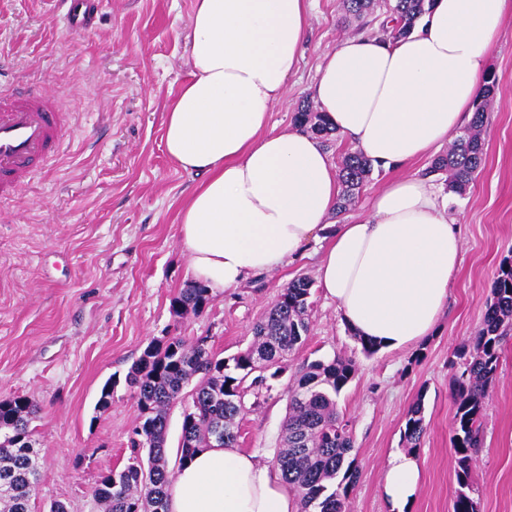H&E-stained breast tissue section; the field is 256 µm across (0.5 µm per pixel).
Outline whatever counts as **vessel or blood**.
Here are the masks:
<instances>
[{"label": "vessel or blood", "instance_id": "1", "mask_svg": "<svg viewBox=\"0 0 512 512\" xmlns=\"http://www.w3.org/2000/svg\"><path fill=\"white\" fill-rule=\"evenodd\" d=\"M69 28L85 30L98 17L99 0H60ZM69 117L54 93L38 88L0 89V197L24 183L53 156Z\"/></svg>", "mask_w": 512, "mask_h": 512}]
</instances>
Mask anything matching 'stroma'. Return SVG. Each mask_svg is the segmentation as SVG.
<instances>
[{
	"label": "stroma",
	"mask_w": 512,
	"mask_h": 512,
	"mask_svg": "<svg viewBox=\"0 0 512 512\" xmlns=\"http://www.w3.org/2000/svg\"><path fill=\"white\" fill-rule=\"evenodd\" d=\"M193 0H102L87 33L66 30L55 0H0V85L58 92L69 126L56 154L9 198H0V400L26 397L43 479L31 512L52 502L67 512H102L99 476L123 466L137 423L125 375L154 339H209L229 357L291 280L315 278L317 257L210 292L198 314L175 319L170 301L193 282L179 211L198 175L167 157L168 101L188 79ZM342 0H311L300 69L270 125L283 129L310 102L323 54L357 33ZM497 85L482 130L485 161L464 195L448 193L461 227L462 264L436 332L417 347L365 354L335 301L314 290L310 331L270 392L247 395L237 446L272 465L288 411L285 389L304 362L352 358L354 380L338 403L353 427L359 482L349 512H390L380 479L416 398L425 434L415 453L419 488L408 512H453L455 406L448 389L454 350L475 335L491 283L512 257V23L497 39ZM112 383V404L97 403ZM478 512H512V337L486 401L483 446L472 463Z\"/></svg>",
	"instance_id": "1"
}]
</instances>
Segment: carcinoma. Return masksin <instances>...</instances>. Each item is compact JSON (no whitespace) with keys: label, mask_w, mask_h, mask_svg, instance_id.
Masks as SVG:
<instances>
[{"label":"carcinoma","mask_w":512,"mask_h":512,"mask_svg":"<svg viewBox=\"0 0 512 512\" xmlns=\"http://www.w3.org/2000/svg\"><path fill=\"white\" fill-rule=\"evenodd\" d=\"M343 5L347 14L361 18L374 9L375 0H343ZM429 5V0H394L386 4L393 26L382 24L375 29L369 22L364 30L384 39L404 36ZM496 84V77L489 76L467 128L428 168L430 174L446 176L448 190L458 195L466 193L484 163L480 130L488 119V100ZM296 122L310 125L326 142L334 136L322 113L308 107L298 113ZM373 171L372 162L361 152L344 153L338 212L352 205ZM311 295L308 278L289 282L254 325L253 342L229 358L216 356L206 336L191 342L178 337L156 339L145 347L125 377L139 410L128 462L102 474L94 489L104 512H169L166 489L174 472L166 453L168 411L187 396L191 403L183 411L179 462L214 441L237 446L245 392L249 387L270 388L268 381L285 372L288 356L304 345ZM208 301L209 289L194 282L171 299V310L182 318L202 312ZM510 331L511 257L502 261L491 284L477 334L457 348L451 362L449 391L455 404L451 433L457 459L454 512H477L471 496L473 456L481 445L486 398ZM355 373L352 359L337 356L306 365L287 386L288 416L274 466L298 498L302 512H348L359 471L349 458L354 438L349 421L338 411V398ZM189 386L192 390L187 395L184 390ZM35 414L36 405L27 398L0 401V512H30L29 500L41 481L31 428ZM424 433V402L419 397L406 414L401 433L404 447L414 451Z\"/></svg>","instance_id":"cac0c4a2"}]
</instances>
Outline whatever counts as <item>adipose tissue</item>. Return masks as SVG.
Listing matches in <instances>:
<instances>
[{"label":"adipose tissue","mask_w":512,"mask_h":512,"mask_svg":"<svg viewBox=\"0 0 512 512\" xmlns=\"http://www.w3.org/2000/svg\"><path fill=\"white\" fill-rule=\"evenodd\" d=\"M310 0H193L188 81L165 112L169 159L202 180L180 210L195 278L223 290L327 241L318 285L345 324L386 351L430 336L461 264V230L431 179L397 177L366 217L331 225L340 185L312 132L269 127L300 67ZM512 0H434L412 32L342 39L311 97L375 166L408 164L448 143L484 87ZM419 464L396 453L381 489L393 512L415 498ZM170 512H299L278 471L236 448L199 451L168 487Z\"/></svg>","instance_id":"1"}]
</instances>
